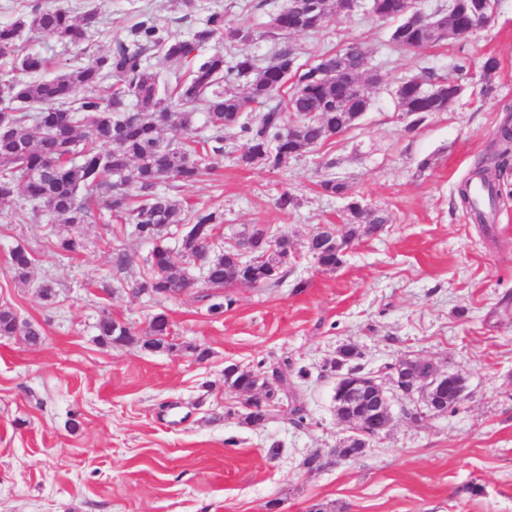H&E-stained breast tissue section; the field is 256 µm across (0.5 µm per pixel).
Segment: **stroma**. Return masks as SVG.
<instances>
[{
    "label": "stroma",
    "instance_id": "35a3bbf8",
    "mask_svg": "<svg viewBox=\"0 0 512 512\" xmlns=\"http://www.w3.org/2000/svg\"><path fill=\"white\" fill-rule=\"evenodd\" d=\"M74 16L95 11L91 31L102 54L125 39L143 12L188 38L211 11L252 27L258 66L269 60L272 17L284 0H64ZM390 27L358 7L315 33L292 35L302 64L359 43L380 85L357 125L272 170L237 161L239 141L198 181L173 189L185 212L221 214L234 243L247 224L288 232L294 256L282 281L231 288L234 305L215 312L203 285L177 299L134 290L149 275V243L105 209L69 226L33 219L13 194L0 199V307L38 325L40 344L0 336V512H512V166L488 225L474 223L456 189L495 138L512 106V0H499L497 22L462 42L397 51ZM499 68L482 77L481 63ZM465 68V91L450 111L409 127L393 95L397 83L432 69ZM334 168H325V161ZM336 176L351 196L388 214L380 235L360 237L343 265L319 270L306 251L313 232L341 225L345 199L323 195ZM291 191L300 205L283 211ZM79 236L76 253L59 237ZM32 255L27 283L15 278L10 251ZM124 266H116L117 255ZM53 299H43L42 285ZM173 324V349L106 347L101 315L142 333L155 313ZM356 344L363 371L386 377L405 357L433 360L463 374L467 395L454 409L417 425L407 403L392 405L393 424L352 461L333 455L344 428L336 419L339 346ZM208 348L197 361L192 346ZM290 363L295 402H281L264 424L240 414L224 384L231 363L263 375ZM302 405L305 421L283 415ZM318 466L308 467V458Z\"/></svg>",
    "mask_w": 512,
    "mask_h": 512
}]
</instances>
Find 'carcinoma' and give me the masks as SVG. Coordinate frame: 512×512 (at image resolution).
Returning a JSON list of instances; mask_svg holds the SVG:
<instances>
[{
  "mask_svg": "<svg viewBox=\"0 0 512 512\" xmlns=\"http://www.w3.org/2000/svg\"><path fill=\"white\" fill-rule=\"evenodd\" d=\"M340 0H288L273 17L271 26L282 41L269 63L258 70L254 59L233 47L253 40L254 32L211 13L205 25L190 39L172 33L153 14L145 12L130 27L125 40L106 54L88 51L90 31L101 23L94 12L78 20L61 4L37 6L27 15L0 27V198L19 189L32 205L34 218L42 216L40 202L67 224H87L91 211L103 206L133 225L141 240L152 244L147 263L150 276L139 284L156 294L172 295L186 286L180 269L185 259L202 262L208 276L206 288L217 293L246 283L267 287L263 266H240L237 249L217 242L221 217L215 211L197 210L183 216L181 203L161 191L164 185L189 184L214 168L224 155V132L241 139L239 162L245 166L263 163L271 169L288 159L311 151L330 138L353 128L368 111L367 86L376 75L365 69L366 52L361 45L324 54L314 64H297L298 49L289 35L321 29L337 11ZM376 20L391 24L390 42L400 50L424 49L447 40H461L458 26L467 24L463 5L453 3L452 14L437 15L430 24L408 12L409 0H374ZM49 36L81 50L78 64L62 63L44 75L49 61L26 50L23 36ZM222 40L228 49L217 48L197 60L198 48ZM159 59L167 76L160 86V72L146 65ZM295 82L285 102L274 101L288 79ZM241 79L245 89L235 88ZM81 88L84 95L73 98ZM450 78L428 70L403 79L399 94L411 125L421 124L430 112H446ZM207 102L206 119L214 136L196 147L166 142L168 128L190 127L193 108ZM509 149L490 152L461 181L458 199L478 224L485 215L476 209L473 188L481 184L490 191L492 204L501 198L500 177ZM138 190V205L129 202L125 187ZM348 230L340 234L333 226L322 232L317 245L319 265L334 271L343 264L344 250L359 235L374 236L388 223L378 209L360 205L351 198L345 208ZM183 227L180 248L173 251L165 231ZM11 268L25 280L31 265L29 252L21 246L10 251ZM101 342L111 345L142 343L152 350L172 349L169 321L165 314L152 317L144 335L111 316L102 315L96 325ZM19 329L13 310L0 308V336ZM360 357L357 347L344 344L330 368L340 360L351 367ZM224 383L244 397V422L259 425L270 418L279 394L255 389L258 373L236 364L224 368ZM336 418L348 420L359 412L348 407L341 387L335 388Z\"/></svg>",
  "mask_w": 512,
  "mask_h": 512,
  "instance_id": "obj_1",
  "label": "carcinoma"
}]
</instances>
